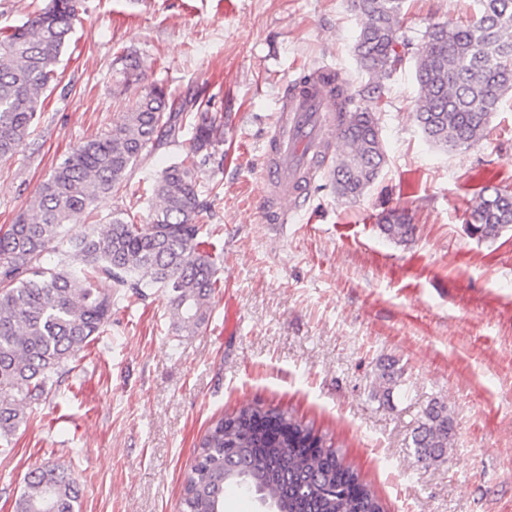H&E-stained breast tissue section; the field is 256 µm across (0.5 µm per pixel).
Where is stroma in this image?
Segmentation results:
<instances>
[{"label":"stroma","mask_w":512,"mask_h":512,"mask_svg":"<svg viewBox=\"0 0 512 512\" xmlns=\"http://www.w3.org/2000/svg\"><path fill=\"white\" fill-rule=\"evenodd\" d=\"M79 19L27 148L0 160V228L56 164L124 121L140 87L118 88L114 60L136 52L148 81L229 112L220 167L198 173L211 207L221 286L206 325L182 336L166 291L118 292L105 336L85 348L38 417L0 453V512L27 474L72 470L79 512H179L182 484L213 417L259 401L313 423L357 461L385 512H512V230L480 240L465 220L481 187L512 190V92L486 138L438 150L415 120V58L430 24L461 22L476 0H406L404 60L378 102L387 162L354 203L319 178L288 224L263 223V135L290 81L329 65L366 81L347 0H79ZM190 130L140 161L65 237L123 210L148 223L144 193L190 151ZM409 242L386 238L392 208ZM404 374L374 393L383 365ZM443 403L455 435L442 462L418 459L412 432ZM380 227L387 238L396 242H408L415 233L412 218L403 210L392 209L380 220Z\"/></svg>","instance_id":"1"}]
</instances>
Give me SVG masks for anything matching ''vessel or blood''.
<instances>
[{"label":"vessel or blood","instance_id":"b4317fda","mask_svg":"<svg viewBox=\"0 0 512 512\" xmlns=\"http://www.w3.org/2000/svg\"><path fill=\"white\" fill-rule=\"evenodd\" d=\"M342 74L316 68L311 79L289 83L261 155L265 188L258 199L264 223H288L308 191L336 155L337 124L333 101Z\"/></svg>","mask_w":512,"mask_h":512}]
</instances>
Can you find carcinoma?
I'll return each mask as SVG.
<instances>
[{
	"instance_id": "carcinoma-1",
	"label": "carcinoma",
	"mask_w": 512,
	"mask_h": 512,
	"mask_svg": "<svg viewBox=\"0 0 512 512\" xmlns=\"http://www.w3.org/2000/svg\"><path fill=\"white\" fill-rule=\"evenodd\" d=\"M404 0H349L361 20L353 47L368 83L337 101L340 150L333 180L336 194L359 199L386 162L374 101L401 64L397 47ZM478 16L466 23L438 22L425 33L415 62V119L425 140L442 150L468 148L484 139L489 120L512 90V0H478ZM28 19L0 31V159L28 145L41 98L57 81L58 58L70 39L78 0H31ZM120 84L142 80L138 58L116 57ZM190 111L192 148L165 167L151 186L156 206L147 224L122 211L108 224L69 241L82 265L58 252L63 226L126 180L137 163L180 132ZM224 141V115L209 103L171 97L161 85L144 90L126 122L80 142L42 183L15 223L0 231V439H9L39 410L43 397L68 372L69 363L103 335L112 313V288L157 286L166 290L173 326L194 334L208 321L219 277L207 233L200 224L210 208L201 197L197 173ZM479 240L512 227V192L484 186L466 221ZM387 238L408 242L412 218L392 209L380 220ZM401 372L385 367L379 376L390 396ZM276 420L283 430L271 432ZM453 420L439 402L428 405L413 430L418 458H444ZM248 476L251 491L287 512H385L381 500L348 464L342 447L317 435L311 423L260 402L243 404L210 421L186 475L181 512H224L227 484ZM80 490L62 465L32 470L15 501V512H78Z\"/></svg>"
}]
</instances>
